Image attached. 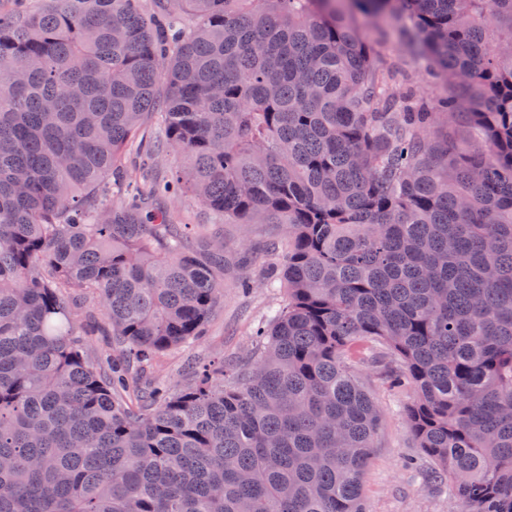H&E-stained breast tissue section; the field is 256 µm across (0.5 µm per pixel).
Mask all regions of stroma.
I'll use <instances>...</instances> for the list:
<instances>
[{
    "instance_id": "1",
    "label": "stroma",
    "mask_w": 512,
    "mask_h": 512,
    "mask_svg": "<svg viewBox=\"0 0 512 512\" xmlns=\"http://www.w3.org/2000/svg\"><path fill=\"white\" fill-rule=\"evenodd\" d=\"M361 24L377 57L384 64L396 65L425 96L436 99L453 93L452 85L432 77L408 38L380 30L378 23L369 18L362 19ZM161 140L159 119L149 116L144 123L141 148H129L125 154L131 177H138L146 150L154 147L158 150L154 159L156 180L163 183L173 179L179 159L174 152L161 149ZM153 205L167 211L173 223L186 225L191 237L196 236L200 225L220 222L218 215L187 193L154 200ZM281 237L282 231L275 224L224 225L226 265L221 305L207 323L204 336L165 353L156 369L157 379L175 389L186 381L197 362L219 368L247 355L254 329L268 310L285 297L284 292L273 293L264 286L273 261L269 248L278 244ZM245 278L254 284L247 294L240 287ZM75 322L93 328L92 335L83 339L84 351L91 359L111 354L108 320L99 308H81ZM355 371L382 418L362 479L367 512H457L458 501L449 493L447 484L434 480L435 463L418 447L408 421V409L416 398L414 386L389 387L382 357L376 350L365 352Z\"/></svg>"
}]
</instances>
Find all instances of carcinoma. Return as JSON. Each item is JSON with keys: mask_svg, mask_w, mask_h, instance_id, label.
Instances as JSON below:
<instances>
[{"mask_svg": "<svg viewBox=\"0 0 512 512\" xmlns=\"http://www.w3.org/2000/svg\"><path fill=\"white\" fill-rule=\"evenodd\" d=\"M141 0L0 13V512H367L386 346L461 512H512V0ZM411 30L468 92L429 109L357 24ZM165 75L161 98L157 80ZM159 112L177 179L224 218L288 225L283 307L229 379L143 388L224 291V233L131 192ZM468 120L466 157L428 130ZM102 307L113 375L74 339Z\"/></svg>", "mask_w": 512, "mask_h": 512, "instance_id": "1", "label": "carcinoma"}]
</instances>
